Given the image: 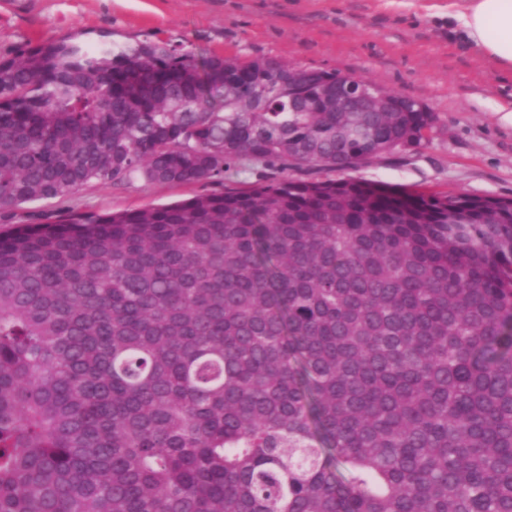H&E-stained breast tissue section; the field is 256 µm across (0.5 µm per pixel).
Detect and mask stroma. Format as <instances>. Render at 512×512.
<instances>
[{
  "mask_svg": "<svg viewBox=\"0 0 512 512\" xmlns=\"http://www.w3.org/2000/svg\"><path fill=\"white\" fill-rule=\"evenodd\" d=\"M161 37L196 56L272 57L336 71L423 101L430 142L374 159L356 176L410 190L512 199V75L448 29V0H0V57L25 43L75 37L123 45ZM272 166L223 179L159 185L91 183L64 199L0 210V231L57 215L161 205L280 177Z\"/></svg>",
  "mask_w": 512,
  "mask_h": 512,
  "instance_id": "obj_1",
  "label": "stroma"
}]
</instances>
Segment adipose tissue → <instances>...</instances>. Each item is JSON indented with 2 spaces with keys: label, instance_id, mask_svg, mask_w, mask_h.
<instances>
[{
  "label": "adipose tissue",
  "instance_id": "ef3b65f1",
  "mask_svg": "<svg viewBox=\"0 0 512 512\" xmlns=\"http://www.w3.org/2000/svg\"><path fill=\"white\" fill-rule=\"evenodd\" d=\"M448 18L501 69L512 72V0H448Z\"/></svg>",
  "mask_w": 512,
  "mask_h": 512
}]
</instances>
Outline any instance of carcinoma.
<instances>
[{"instance_id":"cac0c4a2","label":"carcinoma","mask_w":512,"mask_h":512,"mask_svg":"<svg viewBox=\"0 0 512 512\" xmlns=\"http://www.w3.org/2000/svg\"><path fill=\"white\" fill-rule=\"evenodd\" d=\"M161 38L0 57V209L345 171L432 112ZM0 512H512V200L283 177L0 235ZM282 176L277 166H250L224 173V180L191 185H159L136 179L113 186L90 183L64 199H45L0 210V231L8 232L24 224H51L56 216L71 210L78 212H117L130 208L161 205L192 198L201 193L220 192L225 188H249Z\"/></svg>"}]
</instances>
